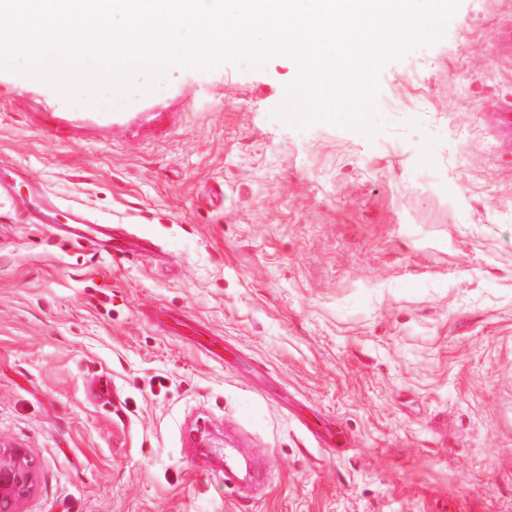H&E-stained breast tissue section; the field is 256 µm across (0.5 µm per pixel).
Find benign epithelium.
Segmentation results:
<instances>
[{"label": "benign epithelium", "instance_id": "1", "mask_svg": "<svg viewBox=\"0 0 512 512\" xmlns=\"http://www.w3.org/2000/svg\"><path fill=\"white\" fill-rule=\"evenodd\" d=\"M36 483V467L27 450L0 443V512H22Z\"/></svg>", "mask_w": 512, "mask_h": 512}]
</instances>
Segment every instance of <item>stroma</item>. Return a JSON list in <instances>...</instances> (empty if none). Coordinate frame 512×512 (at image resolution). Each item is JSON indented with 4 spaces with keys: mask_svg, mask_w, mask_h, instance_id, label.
<instances>
[{
    "mask_svg": "<svg viewBox=\"0 0 512 512\" xmlns=\"http://www.w3.org/2000/svg\"><path fill=\"white\" fill-rule=\"evenodd\" d=\"M293 72L140 73L116 124L0 71V178L138 241L0 203L22 512H512V0L388 64L371 137L276 116Z\"/></svg>",
    "mask_w": 512,
    "mask_h": 512,
    "instance_id": "obj_1",
    "label": "stroma"
}]
</instances>
